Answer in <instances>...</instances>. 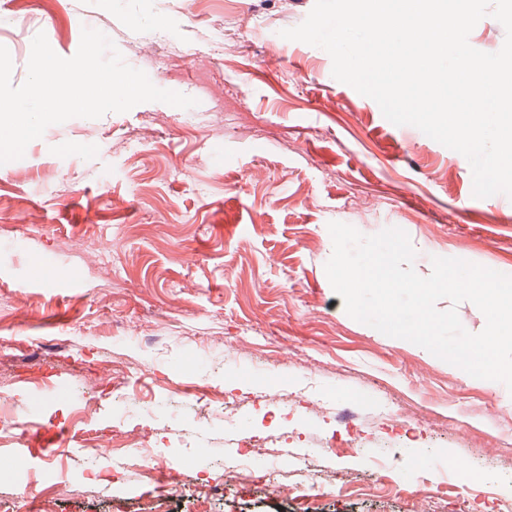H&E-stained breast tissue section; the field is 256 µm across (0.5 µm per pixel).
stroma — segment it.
Listing matches in <instances>:
<instances>
[{
  "label": "stroma",
  "instance_id": "35a3bbf8",
  "mask_svg": "<svg viewBox=\"0 0 512 512\" xmlns=\"http://www.w3.org/2000/svg\"><path fill=\"white\" fill-rule=\"evenodd\" d=\"M314 0H0V45L12 82L27 77L45 33L72 57L86 25L101 28L152 83L197 99L181 109L145 102L97 119L72 118L0 165V411L32 433L55 430L69 403L58 384L55 337L71 358L145 367L121 404L103 397L106 431L162 440L178 461L206 449L219 477L243 444L272 436L263 465L301 483L305 512H436L452 487L464 510L489 512L490 491L512 481V391L415 344L353 320L325 264L330 222L373 235L396 226L416 251L512 275V199L473 195L467 159L332 76L322 48L280 37ZM42 280H33L35 271ZM55 366L45 384L24 366ZM187 382L223 389L227 408L172 399ZM300 392L269 412L262 396ZM357 445L337 457L332 436ZM70 483L105 454L53 443ZM322 458L333 490L303 481L299 457ZM388 472L421 488L414 502L351 495V481ZM50 467L0 474V512H32L27 483ZM107 494L61 492L56 512H142L148 485L118 471ZM292 502L232 490L211 512H295Z\"/></svg>",
  "mask_w": 512,
  "mask_h": 512
}]
</instances>
